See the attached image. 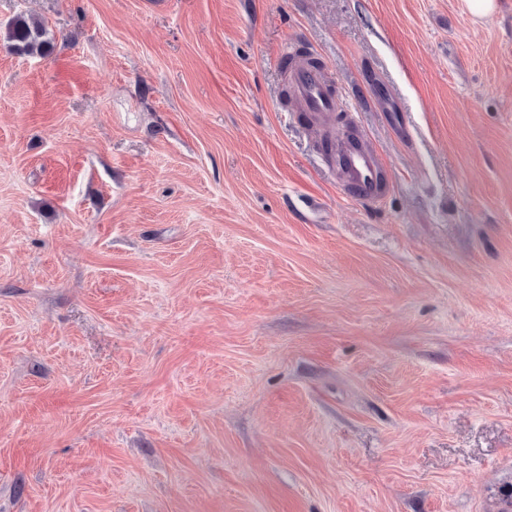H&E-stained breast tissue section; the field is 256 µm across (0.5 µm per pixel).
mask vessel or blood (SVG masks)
<instances>
[{"mask_svg": "<svg viewBox=\"0 0 512 512\" xmlns=\"http://www.w3.org/2000/svg\"><path fill=\"white\" fill-rule=\"evenodd\" d=\"M288 83L295 102L311 113L319 135L332 139L330 155L335 160L333 171L339 185L359 202H381L391 187L383 174L386 163L367 134L350 137L336 133L331 116L340 98L332 90L327 69L296 63L288 71Z\"/></svg>", "mask_w": 512, "mask_h": 512, "instance_id": "vessel-or-blood-1", "label": "vessel or blood"}]
</instances>
